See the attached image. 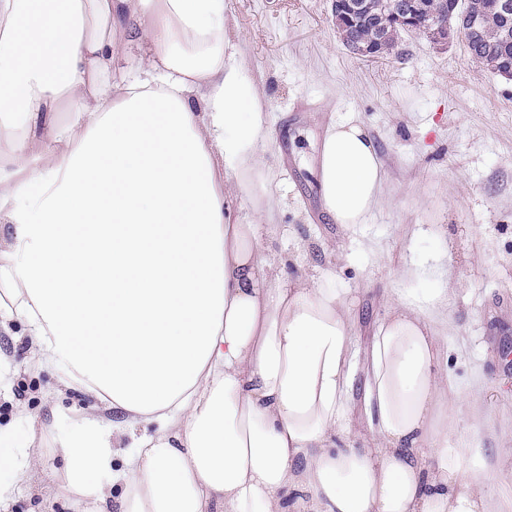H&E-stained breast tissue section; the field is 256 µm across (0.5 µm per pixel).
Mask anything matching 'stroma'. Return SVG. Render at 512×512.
Listing matches in <instances>:
<instances>
[{
	"instance_id": "stroma-1",
	"label": "stroma",
	"mask_w": 512,
	"mask_h": 512,
	"mask_svg": "<svg viewBox=\"0 0 512 512\" xmlns=\"http://www.w3.org/2000/svg\"><path fill=\"white\" fill-rule=\"evenodd\" d=\"M230 53L262 98L273 140L257 151L276 173V228L263 234L284 278L335 269L354 298V334L366 344L394 289L451 287L448 341L460 383L485 377L491 408L483 447L512 439V81L477 66L464 42L403 34L400 57L364 60L341 43L331 0H224ZM356 115L383 159L384 198L366 223H334L309 170L331 121ZM29 341L0 335V425L33 439L36 464L12 478L0 512H80L52 486L65 468L59 413L91 411L93 398L59 389L57 373L27 364Z\"/></svg>"
}]
</instances>
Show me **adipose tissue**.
I'll return each instance as SVG.
<instances>
[{"label":"adipose tissue","instance_id":"adipose-tissue-1","mask_svg":"<svg viewBox=\"0 0 512 512\" xmlns=\"http://www.w3.org/2000/svg\"><path fill=\"white\" fill-rule=\"evenodd\" d=\"M227 43L224 0H0V327L121 417H62L58 491L120 512H512V439L490 470L458 430L484 381L448 374L446 294L399 289L362 350L330 274L284 282L260 225L233 223L273 132ZM313 170L335 223L382 199L356 119Z\"/></svg>","mask_w":512,"mask_h":512}]
</instances>
